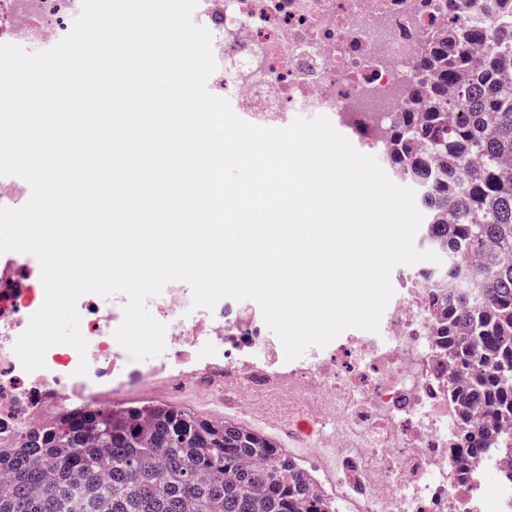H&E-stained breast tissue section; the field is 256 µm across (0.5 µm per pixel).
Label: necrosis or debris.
Segmentation results:
<instances>
[{"label":"necrosis or debris","instance_id":"necrosis-or-debris-1","mask_svg":"<svg viewBox=\"0 0 512 512\" xmlns=\"http://www.w3.org/2000/svg\"><path fill=\"white\" fill-rule=\"evenodd\" d=\"M37 41L64 38L82 0H30ZM497 0H198L212 35L211 78L243 120L283 127L297 112L347 125L373 152L380 132L408 111L416 65L449 19L490 32ZM33 274L0 266V442L69 407L120 392L154 399L188 393L222 404L224 416L260 426L312 473L336 512H512V459L497 458L496 490L461 477V415L448 399L452 370L435 348L431 291L407 288L379 333L349 335L281 359L279 339L232 303L193 307L182 281L149 303L166 327L159 355L135 360L114 337L124 294L77 302L85 354L59 344L43 368L14 352L38 311ZM87 374H77L80 360Z\"/></svg>","mask_w":512,"mask_h":512}]
</instances>
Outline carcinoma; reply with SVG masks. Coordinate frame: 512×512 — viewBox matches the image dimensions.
<instances>
[{
    "label": "carcinoma",
    "mask_w": 512,
    "mask_h": 512,
    "mask_svg": "<svg viewBox=\"0 0 512 512\" xmlns=\"http://www.w3.org/2000/svg\"><path fill=\"white\" fill-rule=\"evenodd\" d=\"M478 33L448 25L424 52L415 99L386 131L382 158L420 192L423 238L448 257L434 289L438 351L457 377L460 463L512 455V0ZM0 512H335L266 436L162 403L81 404L0 444Z\"/></svg>",
    "instance_id": "1"
}]
</instances>
